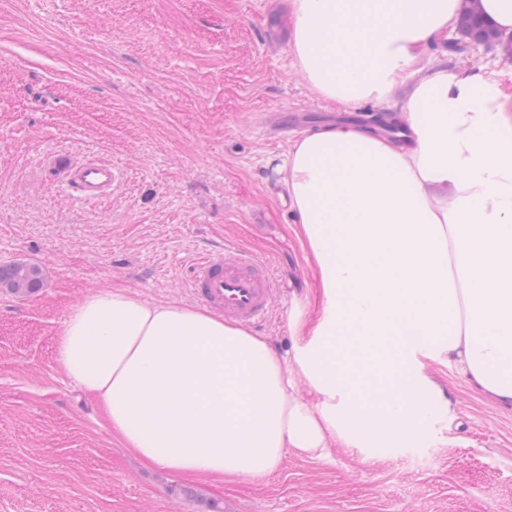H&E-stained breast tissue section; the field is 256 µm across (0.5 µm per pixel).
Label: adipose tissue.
Listing matches in <instances>:
<instances>
[{
	"mask_svg": "<svg viewBox=\"0 0 512 512\" xmlns=\"http://www.w3.org/2000/svg\"><path fill=\"white\" fill-rule=\"evenodd\" d=\"M462 6L288 0L309 89L345 112L387 107L408 133L325 125L293 142L282 183L322 311L295 324L287 356L222 316L119 287L73 308L56 362L125 447L220 478L273 472L291 449L410 448L450 414L433 363L512 409V64L423 65Z\"/></svg>",
	"mask_w": 512,
	"mask_h": 512,
	"instance_id": "1",
	"label": "adipose tissue"
}]
</instances>
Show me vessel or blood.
Instances as JSON below:
<instances>
[{
	"instance_id": "vessel-or-blood-1",
	"label": "vessel or blood",
	"mask_w": 512,
	"mask_h": 512,
	"mask_svg": "<svg viewBox=\"0 0 512 512\" xmlns=\"http://www.w3.org/2000/svg\"><path fill=\"white\" fill-rule=\"evenodd\" d=\"M66 187L88 201L109 196L118 171L107 161H63ZM187 286L208 308L256 324L265 314L271 290L264 265L242 251L225 250L193 258Z\"/></svg>"
}]
</instances>
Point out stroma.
Here are the masks:
<instances>
[{
    "mask_svg": "<svg viewBox=\"0 0 512 512\" xmlns=\"http://www.w3.org/2000/svg\"><path fill=\"white\" fill-rule=\"evenodd\" d=\"M288 0H0V264L43 286L0 288V512H512V410L452 366L430 372L446 428L413 448L287 453L264 475H175L124 448L55 361L72 306L102 287L195 306L198 254L231 247L268 271L250 328L279 354L314 325L320 290L278 182L292 142L364 124L318 99L288 54ZM431 63L496 67L500 50L438 43ZM107 160L106 203L56 165ZM42 286V274L37 265L18 262L0 265V288L26 294L34 293Z\"/></svg>",
    "mask_w": 512,
    "mask_h": 512,
    "instance_id": "35a3bbf8",
    "label": "stroma"
}]
</instances>
